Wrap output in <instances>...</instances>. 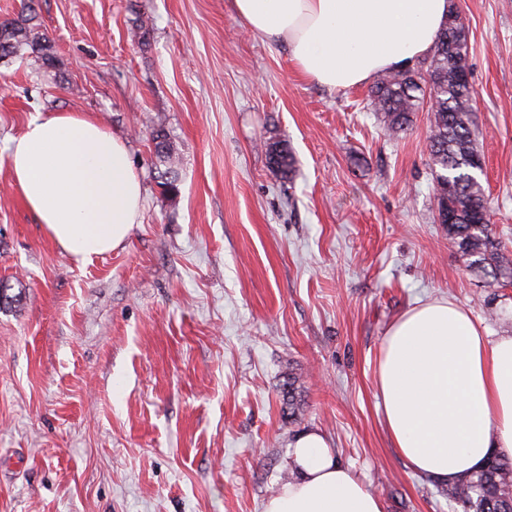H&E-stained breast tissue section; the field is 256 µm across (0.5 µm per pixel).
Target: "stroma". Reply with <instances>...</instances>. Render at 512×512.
<instances>
[{
    "label": "stroma",
    "mask_w": 512,
    "mask_h": 512,
    "mask_svg": "<svg viewBox=\"0 0 512 512\" xmlns=\"http://www.w3.org/2000/svg\"><path fill=\"white\" fill-rule=\"evenodd\" d=\"M27 2L57 61H0V281L20 295L0 306V512H262L308 429L383 512H462L397 454L376 389L385 332L417 304L448 299L485 335L512 333V285L472 276L437 221L430 112L386 137L368 86L307 79L233 0H0V20ZM451 3L491 228L512 253V0ZM53 112L124 138L144 188L124 245L85 264L8 166ZM160 125L180 158L172 199ZM152 142L154 144V153L160 165L164 167V170L159 172V178L162 180L160 185L164 188L163 194L174 198L179 192L181 172L176 149L162 127L153 130ZM267 156L272 167L279 170L283 175H287L293 170L294 158L280 142L269 143Z\"/></svg>",
    "instance_id": "35a3bbf8"
}]
</instances>
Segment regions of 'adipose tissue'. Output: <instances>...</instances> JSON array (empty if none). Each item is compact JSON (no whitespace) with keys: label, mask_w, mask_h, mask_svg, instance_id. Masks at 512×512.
Here are the masks:
<instances>
[{"label":"adipose tissue","mask_w":512,"mask_h":512,"mask_svg":"<svg viewBox=\"0 0 512 512\" xmlns=\"http://www.w3.org/2000/svg\"><path fill=\"white\" fill-rule=\"evenodd\" d=\"M250 31L288 47L319 85L347 90L428 57L448 0H234ZM9 168L26 207L77 262L121 247L140 214L142 184L123 138L79 112L30 120ZM385 426L415 472L448 480L512 454V334L490 338L448 300L398 317L376 378ZM295 475L263 512H382V501L337 462L316 429L293 441Z\"/></svg>","instance_id":"obj_1"}]
</instances>
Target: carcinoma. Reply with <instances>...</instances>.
I'll return each mask as SVG.
<instances>
[{"instance_id":"cac0c4a2","label":"carcinoma","mask_w":512,"mask_h":512,"mask_svg":"<svg viewBox=\"0 0 512 512\" xmlns=\"http://www.w3.org/2000/svg\"><path fill=\"white\" fill-rule=\"evenodd\" d=\"M33 56L46 65L55 57L47 34L37 23L35 11L0 21V60ZM468 40L463 19L448 12L435 42L432 56L416 70L383 75L369 95L372 110L380 115L385 131L394 136L405 131L415 112L430 104L433 116L429 154L435 177L434 204L440 213L451 210L455 220L448 225V237L466 259L473 274L496 283L512 282V258L500 247L490 224L480 223L488 215L489 202L478 181L481 153L473 128L475 92L458 80L456 72L467 67ZM154 153L164 170L159 172L164 195L179 192L180 162L173 142L164 128L152 132ZM272 167L289 174L294 158L278 142L268 145ZM448 500L462 512H512V458L495 452L471 476L448 483Z\"/></svg>"}]
</instances>
